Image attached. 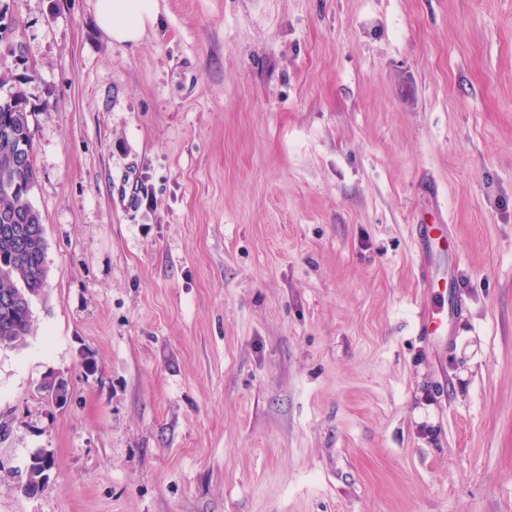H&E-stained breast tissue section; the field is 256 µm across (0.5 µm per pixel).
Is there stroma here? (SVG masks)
<instances>
[{"mask_svg":"<svg viewBox=\"0 0 512 512\" xmlns=\"http://www.w3.org/2000/svg\"><path fill=\"white\" fill-rule=\"evenodd\" d=\"M95 3L0 0L48 267L0 512H512V0H157L136 45ZM416 237L419 247L423 254V264L429 259L431 251L441 250L442 243L448 246V237L450 236L449 224L423 223L417 224ZM38 460L41 464H38L36 460H34L28 469H26V478L25 482L21 485V490L26 495H36L44 491L46 487V483L42 482L39 479L38 467L41 466L43 471V477L49 481L50 472L54 467L53 460L51 456L47 453L41 452L38 456ZM28 473V474H27Z\"/></svg>","mask_w":512,"mask_h":512,"instance_id":"obj_1","label":"stroma"}]
</instances>
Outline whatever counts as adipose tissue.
Listing matches in <instances>:
<instances>
[{"mask_svg": "<svg viewBox=\"0 0 512 512\" xmlns=\"http://www.w3.org/2000/svg\"><path fill=\"white\" fill-rule=\"evenodd\" d=\"M157 12L156 0H96V20L112 40L138 44Z\"/></svg>", "mask_w": 512, "mask_h": 512, "instance_id": "ef3b65f1", "label": "adipose tissue"}]
</instances>
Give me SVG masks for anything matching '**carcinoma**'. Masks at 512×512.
<instances>
[{
	"label": "carcinoma",
	"mask_w": 512,
	"mask_h": 512,
	"mask_svg": "<svg viewBox=\"0 0 512 512\" xmlns=\"http://www.w3.org/2000/svg\"><path fill=\"white\" fill-rule=\"evenodd\" d=\"M32 117L22 91L0 98V225L6 215L21 209L32 216L26 251L15 253L11 243L0 238V297L10 292L25 297V302L13 306L0 304V346H17L29 335L32 300L41 295L47 279L44 225L40 212L23 193L38 179L32 156ZM38 467L34 461L26 469L21 490L27 495L46 487Z\"/></svg>",
	"instance_id": "carcinoma-1"
}]
</instances>
